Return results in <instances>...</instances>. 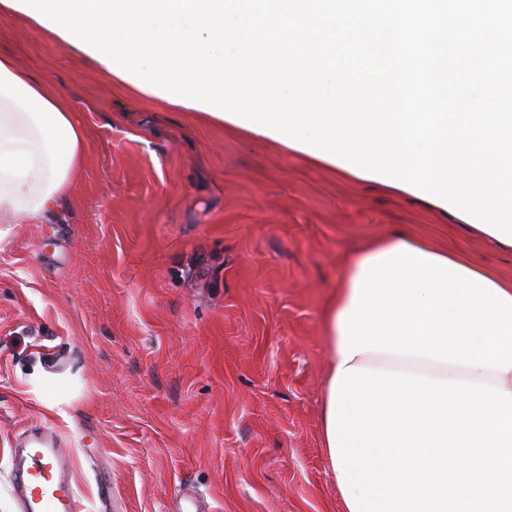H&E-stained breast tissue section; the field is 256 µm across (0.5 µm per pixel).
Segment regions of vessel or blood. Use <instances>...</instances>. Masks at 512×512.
I'll list each match as a JSON object with an SVG mask.
<instances>
[{
  "instance_id": "1",
  "label": "vessel or blood",
  "mask_w": 512,
  "mask_h": 512,
  "mask_svg": "<svg viewBox=\"0 0 512 512\" xmlns=\"http://www.w3.org/2000/svg\"><path fill=\"white\" fill-rule=\"evenodd\" d=\"M58 454V439L50 431L33 433L25 447L14 453L19 512H74L76 494Z\"/></svg>"
}]
</instances>
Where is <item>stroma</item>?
I'll return each instance as SVG.
<instances>
[{
  "instance_id": "obj_1",
  "label": "stroma",
  "mask_w": 512,
  "mask_h": 512,
  "mask_svg": "<svg viewBox=\"0 0 512 512\" xmlns=\"http://www.w3.org/2000/svg\"><path fill=\"white\" fill-rule=\"evenodd\" d=\"M0 55L85 130L53 210L0 237V512L11 450L53 431L76 512H338L320 440L327 306L360 242L408 229L512 280L429 201L105 77L0 9Z\"/></svg>"
}]
</instances>
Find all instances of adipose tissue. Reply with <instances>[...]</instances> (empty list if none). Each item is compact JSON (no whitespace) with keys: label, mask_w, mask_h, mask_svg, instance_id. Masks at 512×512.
I'll return each mask as SVG.
<instances>
[{"label":"adipose tissue","mask_w":512,"mask_h":512,"mask_svg":"<svg viewBox=\"0 0 512 512\" xmlns=\"http://www.w3.org/2000/svg\"><path fill=\"white\" fill-rule=\"evenodd\" d=\"M48 83L47 77L33 75L10 58L0 57V225L20 224L53 209L60 193L82 168L84 130L72 118L68 93L50 91ZM401 244L427 254L432 251L427 242L397 232L366 241L347 256L345 273L336 285L325 321L329 375H336L343 360L339 316L351 307L363 262ZM352 364L487 383L512 392V370L499 372L381 352L356 355Z\"/></svg>","instance_id":"adipose-tissue-1"}]
</instances>
